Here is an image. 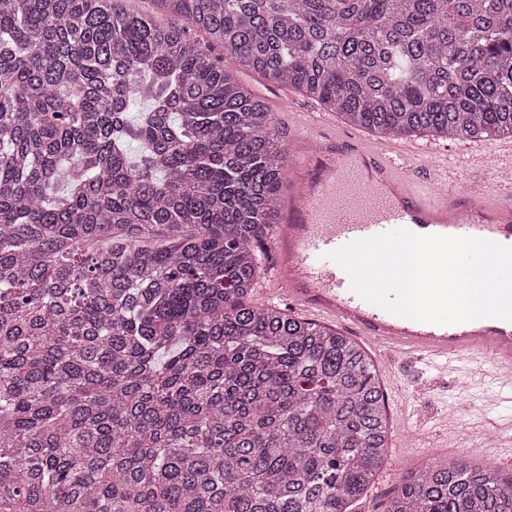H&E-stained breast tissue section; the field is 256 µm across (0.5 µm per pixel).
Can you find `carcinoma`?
<instances>
[{
  "label": "carcinoma",
  "mask_w": 512,
  "mask_h": 512,
  "mask_svg": "<svg viewBox=\"0 0 512 512\" xmlns=\"http://www.w3.org/2000/svg\"><path fill=\"white\" fill-rule=\"evenodd\" d=\"M160 2L0 0V512H349L386 395L251 301L286 149L224 58L387 138L512 136V0ZM387 512L512 479L424 465Z\"/></svg>",
  "instance_id": "carcinoma-1"
}]
</instances>
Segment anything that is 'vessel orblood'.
I'll list each match as a JSON object with an SVG mask.
<instances>
[{
    "label": "vessel or blood",
    "instance_id": "1",
    "mask_svg": "<svg viewBox=\"0 0 512 512\" xmlns=\"http://www.w3.org/2000/svg\"><path fill=\"white\" fill-rule=\"evenodd\" d=\"M311 111L288 158V206L268 239L276 288L310 314L331 317L363 338L414 358L476 365L500 385H512V322L482 318L453 325L414 321L370 304L350 288L348 274L327 252L396 228L418 235L464 236L512 246V190L488 203L458 173L427 167L422 151L349 136L321 137Z\"/></svg>",
    "mask_w": 512,
    "mask_h": 512
}]
</instances>
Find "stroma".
<instances>
[{
  "instance_id": "obj_1",
  "label": "stroma",
  "mask_w": 512,
  "mask_h": 512,
  "mask_svg": "<svg viewBox=\"0 0 512 512\" xmlns=\"http://www.w3.org/2000/svg\"><path fill=\"white\" fill-rule=\"evenodd\" d=\"M246 87L260 96L275 114L277 135L289 144L296 133L297 117L281 105L275 84L261 75L246 71ZM421 148L431 150L434 161L465 173L468 179L482 182L488 196H496V179L471 170L472 154L484 147H495V139H441L417 136ZM387 395L390 416V448L372 486L356 502L357 512H386L404 476L416 466L439 464L451 458L465 462L480 461L494 466L503 478L512 477V453L480 447V436L512 420V400L493 403L498 385L490 377L470 378L465 362L455 369L442 370L424 361L400 356L376 363ZM401 384L418 385L420 392L409 411H402L397 394ZM467 405L465 422L450 419L447 413L454 403Z\"/></svg>"
}]
</instances>
